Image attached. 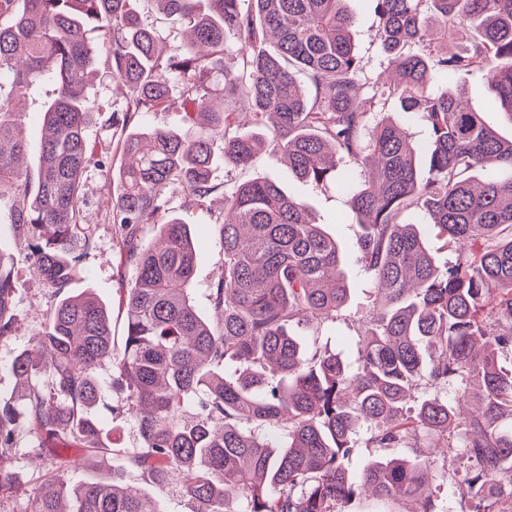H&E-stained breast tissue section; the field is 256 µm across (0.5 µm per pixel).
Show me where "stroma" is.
<instances>
[{"mask_svg":"<svg viewBox=\"0 0 512 512\" xmlns=\"http://www.w3.org/2000/svg\"><path fill=\"white\" fill-rule=\"evenodd\" d=\"M347 8L355 19L353 40L366 77L371 79L383 74L388 66V58L375 37L378 19L372 7L368 0H348ZM114 87L111 74L105 72L98 73L88 87L89 95L105 107L104 112L94 116L89 133L106 146L108 153L105 165L90 166L83 177L82 193L88 203L90 230L97 246L83 260L68 292L76 295L92 291L108 309L112 319V334L118 339L124 328L119 299L123 287L133 280L135 271L121 260L116 246L118 229L112 222V172L122 160L119 138L114 135L110 124V111L116 99ZM450 87L459 90L486 123L503 136H512V126L504 120L502 107L486 81L461 72L453 77ZM54 96V85L40 82L31 88L27 98L22 128L27 143V165L32 172L37 170L39 164L45 106ZM256 177L271 179L286 188L289 194L306 200L312 208L315 221L324 224L327 231L341 243L351 288L350 300L336 322L322 325L316 334L319 343L340 353L347 362H354L355 338L363 322L373 312V297L368 281L355 260L356 240L361 232L359 217L351 209L349 195L345 190L332 183L315 189L297 181L291 176L281 154L265 153L251 168L242 169L216 163L213 183L217 190L210 197L209 207H187L181 199H174V214L181 222L189 225L195 243L192 295L197 309L207 317L213 314L209 294L221 275L223 265L220 227L214 219L224 205V191ZM15 270L18 282L15 297L17 324L12 335L0 338V394L5 396L13 395L17 388V382L10 372L13 358L20 351L33 347L44 327L45 311L55 300L51 288L30 271L24 256H17ZM95 415L104 435L115 447L139 446L138 429L124 406V395L120 390L107 391L104 404L96 408ZM37 443L31 428H24L18 433L12 464L19 473L20 485L15 490L0 493V512H31L34 488L47 473L42 460L29 454L30 448Z\"/></svg>","mask_w":512,"mask_h":512,"instance_id":"35a3bbf8","label":"stroma"}]
</instances>
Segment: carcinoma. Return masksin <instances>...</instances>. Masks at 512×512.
Returning a JSON list of instances; mask_svg holds the SVG:
<instances>
[{
  "instance_id": "obj_1",
  "label": "carcinoma",
  "mask_w": 512,
  "mask_h": 512,
  "mask_svg": "<svg viewBox=\"0 0 512 512\" xmlns=\"http://www.w3.org/2000/svg\"><path fill=\"white\" fill-rule=\"evenodd\" d=\"M346 0H0V187L16 196L8 216L33 272L59 301L46 311L38 354L10 365L17 398L0 396V491L15 488V433L69 438L90 455L112 453L143 480L177 481L193 512H336L360 495L415 497L439 512L421 433L446 438L436 477L469 487L463 512H512V179L470 173L512 168V138L442 82L483 74L512 121V0H371L376 37L396 80H362ZM157 7L165 32L144 18ZM476 32L448 48L456 23ZM103 32L93 44L87 34ZM240 65H224L228 42ZM112 69L121 111L112 125L174 112L176 126L121 141L112 195L118 247L135 276L120 296L121 347L92 295H64L86 254L83 174L103 160L88 130L102 106L87 86L100 58ZM56 85L45 110L39 167L25 152L21 105L39 81ZM420 117L426 163L390 117L389 104ZM257 131H237L239 112ZM283 155L317 187L343 179L361 217L359 259L375 288L358 336L357 363L300 330L336 319L350 288L345 257L301 198L255 178L224 191V272L211 288L219 313L203 319L189 292L195 246L169 215L175 195L202 206L217 159L235 167L265 151ZM461 246L440 266L418 225ZM160 225V238L142 236ZM13 259L0 251V337L17 323ZM112 367L137 424L140 447L104 442L91 411L95 371ZM431 393L415 396L420 382ZM367 448H413L414 459L347 461ZM51 475L32 512H159L114 474L74 485L71 462L38 446ZM470 461L464 470L459 457Z\"/></svg>"
}]
</instances>
